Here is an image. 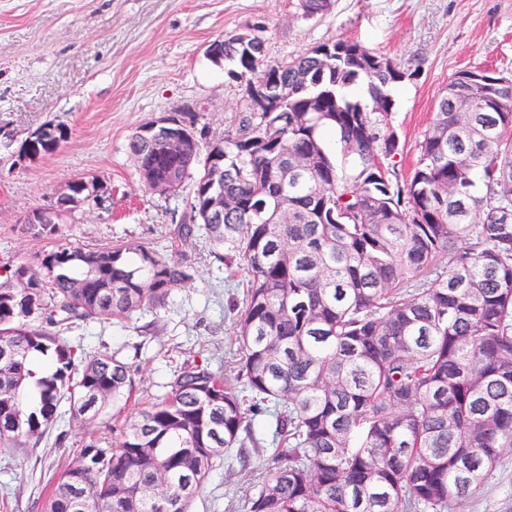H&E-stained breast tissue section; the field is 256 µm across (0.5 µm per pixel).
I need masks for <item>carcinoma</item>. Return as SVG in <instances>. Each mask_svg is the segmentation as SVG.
I'll return each mask as SVG.
<instances>
[{"label":"carcinoma","mask_w":512,"mask_h":512,"mask_svg":"<svg viewBox=\"0 0 512 512\" xmlns=\"http://www.w3.org/2000/svg\"><path fill=\"white\" fill-rule=\"evenodd\" d=\"M332 6L301 0L308 16ZM218 44L248 99L263 80L272 105L177 154L169 128L133 134L141 182L194 180L168 244L58 245L0 273V445L132 403L133 419L107 425L112 447L86 437L42 512H190L224 451L257 447L264 414L271 467L248 512H463L512 452V77L487 75L477 96L458 73L402 186L385 160L399 151L390 89L403 71L347 39L287 61L252 32ZM361 79L367 103L343 94ZM39 132L18 160L66 138ZM203 234L246 276L233 372L186 363L141 403L140 366L61 332L168 311L197 280L188 249Z\"/></svg>","instance_id":"cac0c4a2"}]
</instances>
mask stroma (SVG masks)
I'll return each instance as SVG.
<instances>
[{
  "instance_id": "obj_1",
  "label": "stroma",
  "mask_w": 512,
  "mask_h": 512,
  "mask_svg": "<svg viewBox=\"0 0 512 512\" xmlns=\"http://www.w3.org/2000/svg\"><path fill=\"white\" fill-rule=\"evenodd\" d=\"M257 25L270 60L346 38L405 72L391 115L399 151L388 161L402 184L451 78L477 66L512 76V0H334L331 11L313 17L299 0H0V131L11 137L0 145V266L36 262L57 244L165 246L190 214L194 183L173 194L143 188L130 139L162 118L193 124L210 140L232 130L250 101L243 82L229 76V63L213 61L207 49ZM46 124L65 127L66 140L53 153L18 161L25 138ZM78 178L101 185V199L66 216L64 237L54 241L23 225L27 214L50 206L55 189ZM211 250L203 237L190 249L199 277L177 291L174 310L143 314L153 325L147 342L108 322L69 330L67 339L90 353L137 361L135 388L148 400L187 360L232 365L230 307L242 291L228 284ZM60 428L61 443L51 433L33 447H0V512H41L88 434L66 421ZM270 454L265 444L248 464L221 461L191 512H242ZM464 510L512 512V453Z\"/></svg>"
}]
</instances>
